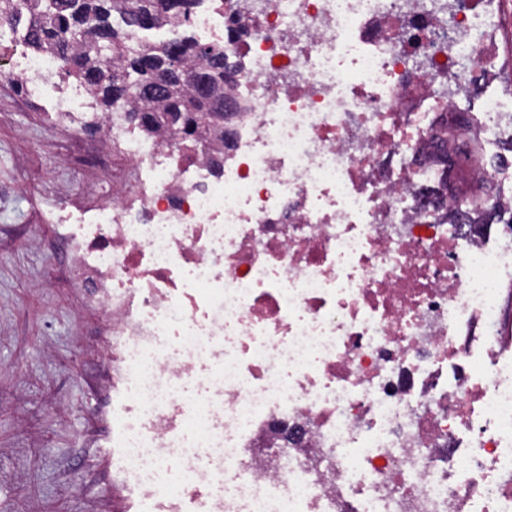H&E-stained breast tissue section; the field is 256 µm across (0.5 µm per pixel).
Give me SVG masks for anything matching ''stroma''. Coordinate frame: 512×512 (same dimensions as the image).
Returning <instances> with one entry per match:
<instances>
[{"label": "stroma", "instance_id": "35a3bbf8", "mask_svg": "<svg viewBox=\"0 0 512 512\" xmlns=\"http://www.w3.org/2000/svg\"><path fill=\"white\" fill-rule=\"evenodd\" d=\"M512 97V54L474 86ZM132 176L91 136L48 124L0 75V512H124L112 480V318L56 217Z\"/></svg>", "mask_w": 512, "mask_h": 512}]
</instances>
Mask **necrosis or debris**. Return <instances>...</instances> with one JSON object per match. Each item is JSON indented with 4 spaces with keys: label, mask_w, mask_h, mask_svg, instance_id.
<instances>
[{
    "label": "necrosis or debris",
    "mask_w": 512,
    "mask_h": 512,
    "mask_svg": "<svg viewBox=\"0 0 512 512\" xmlns=\"http://www.w3.org/2000/svg\"><path fill=\"white\" fill-rule=\"evenodd\" d=\"M495 24L489 0H202L191 34L240 60L243 106L206 154L95 118L0 26L47 120H97L134 171L58 220L112 315V445L153 512H512V238L417 191Z\"/></svg>",
    "instance_id": "necrosis-or-debris-1"
}]
</instances>
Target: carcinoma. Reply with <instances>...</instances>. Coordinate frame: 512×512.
Masks as SVG:
<instances>
[{
    "instance_id": "cac0c4a2",
    "label": "carcinoma",
    "mask_w": 512,
    "mask_h": 512,
    "mask_svg": "<svg viewBox=\"0 0 512 512\" xmlns=\"http://www.w3.org/2000/svg\"><path fill=\"white\" fill-rule=\"evenodd\" d=\"M198 0H0V24L23 27L25 43L35 52L57 56L66 74L86 87L104 112H123L152 134L181 132L182 142L204 148L224 139L217 115L224 104V82L239 65L219 44L204 45L187 33L154 46L128 41L127 29L151 30L187 24ZM146 17V25L135 22ZM163 86L139 91L156 77ZM451 209L452 223H481L477 196L468 211Z\"/></svg>"
}]
</instances>
